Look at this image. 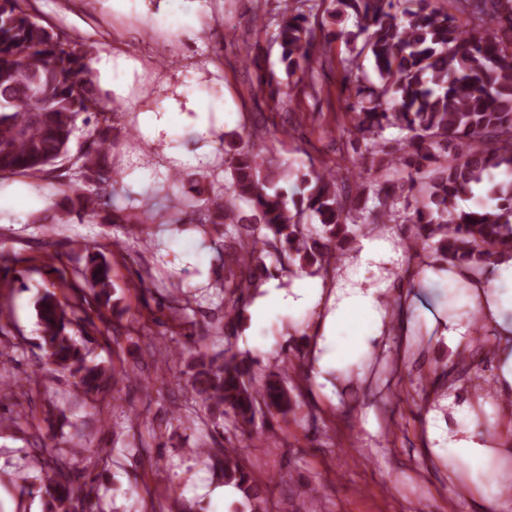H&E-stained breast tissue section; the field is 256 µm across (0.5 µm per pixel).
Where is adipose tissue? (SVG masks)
I'll list each match as a JSON object with an SVG mask.
<instances>
[{
	"label": "adipose tissue",
	"mask_w": 512,
	"mask_h": 512,
	"mask_svg": "<svg viewBox=\"0 0 512 512\" xmlns=\"http://www.w3.org/2000/svg\"><path fill=\"white\" fill-rule=\"evenodd\" d=\"M144 140L157 156L169 155L168 143L175 128H183L199 137L213 138L224 124L223 105L188 93L183 85V72L170 70L157 91L149 98L133 100ZM512 282V258L488 267L486 273L474 277L467 292L456 297L452 312L444 320L441 334L452 350H460V342L469 336L473 320H480L498 335L497 368L484 386L491 393L484 400L476 393H462L449 388L446 403L455 420L448 429L447 464L453 485L477 486L484 512H494L501 499L498 484L486 485L481 480L491 462L503 456L490 439L475 432L468 422L471 407L483 404L494 411L496 403L512 400V292L501 291L502 282ZM383 281L352 280L339 282L334 295H326L317 280L294 279L290 288L269 287L261 300L262 307H288L324 314V329L335 333L352 331L355 347L368 349L390 325V310Z\"/></svg>",
	"instance_id": "1"
}]
</instances>
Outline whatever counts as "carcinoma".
Returning a JSON list of instances; mask_svg holds the SVG:
<instances>
[{
	"label": "carcinoma",
	"mask_w": 512,
	"mask_h": 512,
	"mask_svg": "<svg viewBox=\"0 0 512 512\" xmlns=\"http://www.w3.org/2000/svg\"><path fill=\"white\" fill-rule=\"evenodd\" d=\"M304 0H283L272 34L280 48L286 76L310 62L315 28L336 25L327 33L323 54L336 39L352 46L355 57L370 59L377 81L361 85L346 67L344 77L354 113L349 139L359 150L358 167L382 179L375 224L402 222L410 235L403 248L420 257L426 253L442 262L480 271L501 252L512 253V0H455L472 8L478 25L465 29L458 19L438 10L433 0H334L336 8L323 17L304 11ZM352 10L356 30L341 27ZM84 45L65 40L40 23L28 10V0H0V177L46 178L59 165L76 166L75 182L63 192L61 223L72 216L99 224H126L132 242L151 246L153 224H179L148 197L139 206H123L117 192L105 194L117 182L104 157L112 149L113 117L117 107L101 108L100 94L86 77ZM259 83L270 87V98L288 94L289 84L274 72ZM87 138L76 154L72 139L79 128ZM395 129L387 139L383 133ZM224 191L189 199L185 214H200L199 224L211 226L217 260H224L223 228L236 227L231 248L236 269L224 275L216 289L224 316V331L242 320L240 302L273 272L297 268L310 275L327 272L343 259L345 244L354 236L353 214L367 209L366 187L350 184L351 170L310 167L301 174L292 196L268 192L261 177L263 146L224 134ZM480 185L486 200L468 204L472 186ZM251 209L240 216V204ZM318 217L319 226L301 222L304 214ZM83 263L73 269L85 294L75 304L47 290L36 301L40 349L47 361L69 373L85 394L106 393L128 377L126 370L106 375L87 364L89 350L68 333L74 321L92 322L90 314L114 333L108 315L112 267L106 255L81 247ZM275 256L269 268L265 258ZM170 309L181 319L191 308L192 291H169ZM154 346V333L142 317L124 326ZM175 355L185 359L190 401L213 423L232 416L233 425L250 434L257 415L291 409L288 387L277 374L257 378L252 361L230 350L209 354L189 346ZM44 459L39 490L47 498L46 512H71L86 506L94 487L73 486L60 465L57 445H38ZM224 485L235 488L249 512H269L267 486L248 468L236 448L221 450Z\"/></svg>",
	"instance_id": "carcinoma-1"
}]
</instances>
